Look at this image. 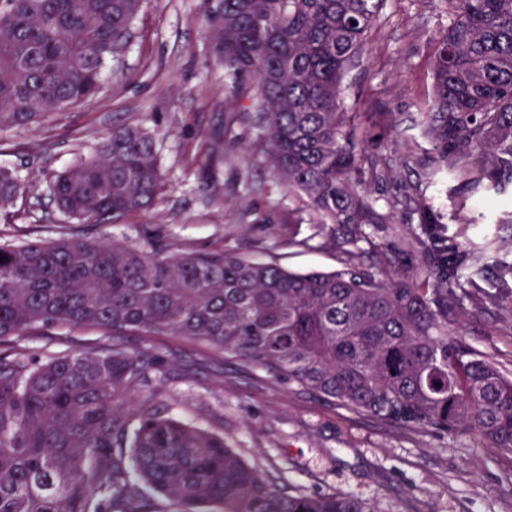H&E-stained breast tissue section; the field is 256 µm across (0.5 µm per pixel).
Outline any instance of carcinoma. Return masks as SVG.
Segmentation results:
<instances>
[{"instance_id": "1", "label": "carcinoma", "mask_w": 512, "mask_h": 512, "mask_svg": "<svg viewBox=\"0 0 512 512\" xmlns=\"http://www.w3.org/2000/svg\"><path fill=\"white\" fill-rule=\"evenodd\" d=\"M384 0H217L208 14L224 62V137L245 115L267 167L302 201L314 232L288 242L345 254L334 271L293 272L274 257L67 238L0 245V342L38 326L112 337L96 352L42 363L0 358V512H154L143 483L181 512H378L344 493L293 494L217 436L153 405L118 403L155 363L123 337L182 336L353 413L512 456V372L465 348L454 326L492 305L512 318V0H439L432 93L416 123L430 147L418 186L374 197L401 176L368 150L344 82ZM144 0H0V129L40 124L93 99L128 44ZM448 184L444 214L423 188ZM164 185L155 137L112 130L94 156L56 175L72 219L118 222ZM18 174L0 167V210ZM473 205L491 222H470ZM416 215L417 269L366 265L376 225ZM134 429H129L131 420Z\"/></svg>"}]
</instances>
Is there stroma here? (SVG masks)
Segmentation results:
<instances>
[{"label":"stroma","instance_id":"stroma-1","mask_svg":"<svg viewBox=\"0 0 512 512\" xmlns=\"http://www.w3.org/2000/svg\"><path fill=\"white\" fill-rule=\"evenodd\" d=\"M208 8L207 0H147L121 62L108 66L94 100L37 127L0 129V167L15 169L24 183L11 215L0 218V244L77 237L195 253L229 244L250 256L263 241L289 270L340 267L337 250L289 246V225L309 234L307 215L266 167L250 120H242L235 138L225 137L224 65L207 38ZM447 23L428 0H386L347 90L357 111L388 116L384 124H368L370 151L394 159L404 154L431 92L435 40ZM123 124L156 131L163 195L150 211L117 224L69 219L50 195L54 175L91 157L112 127ZM427 152L423 143L404 154L408 166L386 192L405 193ZM408 224L399 213L376 233L398 267L420 263ZM463 331L469 347L512 369L506 317L494 311L469 317ZM103 341L91 327H41L1 343L0 354L12 346L41 363ZM126 343L159 364L147 386L128 394L131 407L153 404L224 437L250 462L273 468L291 491L347 493L376 502L380 512H512V457L473 436L451 444L427 430L389 426L185 338L130 335Z\"/></svg>","mask_w":512,"mask_h":512}]
</instances>
